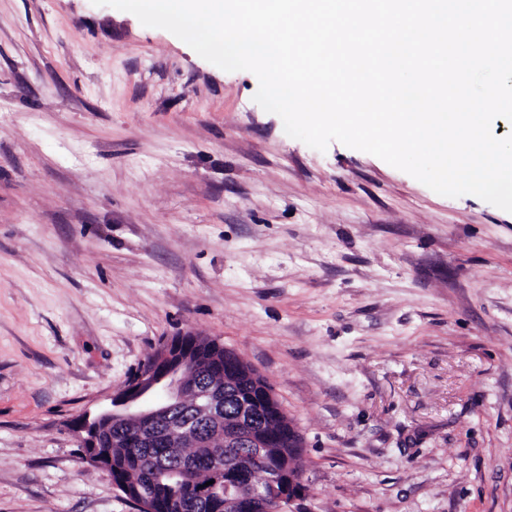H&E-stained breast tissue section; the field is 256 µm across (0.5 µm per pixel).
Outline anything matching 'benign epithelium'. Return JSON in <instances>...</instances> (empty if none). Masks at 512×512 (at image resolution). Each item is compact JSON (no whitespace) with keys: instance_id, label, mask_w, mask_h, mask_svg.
<instances>
[{"instance_id":"7a95c632","label":"benign epithelium","mask_w":512,"mask_h":512,"mask_svg":"<svg viewBox=\"0 0 512 512\" xmlns=\"http://www.w3.org/2000/svg\"><path fill=\"white\" fill-rule=\"evenodd\" d=\"M204 343L201 339L180 335L162 340L156 348L153 368L149 372L128 379L126 384L112 393L110 405L99 413L85 414L71 424L82 455L91 466L112 475V454L101 447L103 426L113 423L126 424L136 421L139 432H144L158 422L169 423L168 439H185L195 436L187 424L172 422L176 409L189 408L197 415L220 420L224 417V394L211 386L189 385L185 376L200 358ZM278 401L276 393L266 386L257 395L239 401L233 425L224 428V447L244 445L252 457L260 461L269 455L276 438L255 423L260 405ZM214 483L197 490L206 499L213 512H245L271 499L278 512L307 495L308 489L299 470L290 461L281 462L268 486L261 491L250 483L239 481L235 471L220 466L211 468Z\"/></svg>"}]
</instances>
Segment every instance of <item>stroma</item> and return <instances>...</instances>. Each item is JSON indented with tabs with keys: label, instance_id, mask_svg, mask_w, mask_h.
<instances>
[{
	"label": "stroma",
	"instance_id": "35a3bbf8",
	"mask_svg": "<svg viewBox=\"0 0 512 512\" xmlns=\"http://www.w3.org/2000/svg\"><path fill=\"white\" fill-rule=\"evenodd\" d=\"M171 32L0 0V512H137L87 464L161 338L303 434L297 512H512V213L291 138Z\"/></svg>",
	"mask_w": 512,
	"mask_h": 512
}]
</instances>
